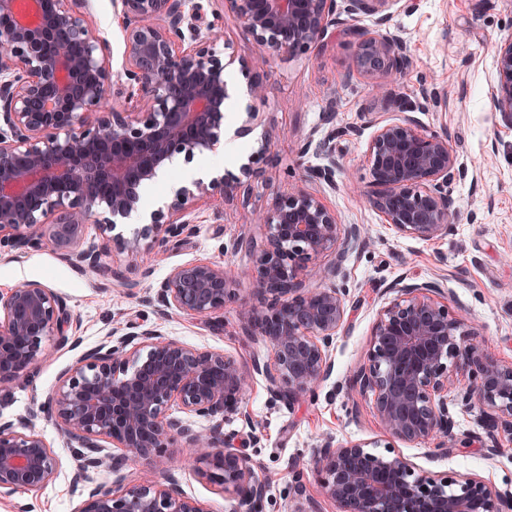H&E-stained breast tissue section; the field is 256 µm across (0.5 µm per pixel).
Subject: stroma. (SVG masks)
Wrapping results in <instances>:
<instances>
[{
	"label": "stroma",
	"mask_w": 512,
	"mask_h": 512,
	"mask_svg": "<svg viewBox=\"0 0 512 512\" xmlns=\"http://www.w3.org/2000/svg\"><path fill=\"white\" fill-rule=\"evenodd\" d=\"M88 8L109 41L113 70H120L124 30L114 0H88ZM389 27L406 40L409 51L397 93L421 87L448 91L447 105H429L418 118L426 130L446 135L449 147L467 167L466 176L453 185L459 217L451 231L434 241L399 235L365 201L370 189L367 148L373 134L367 115L373 112L390 119L397 109L373 98L368 78L356 73L353 35L330 34L317 54L273 57L260 73L238 62L228 69L233 76L228 88L241 102L224 115V140L231 148L214 158L212 174L242 177L244 191L230 201H199L190 215L195 234L159 248L146 266L117 253L104 254L103 263L122 270L120 283L91 269H74L48 249L19 250L14 256L0 257V293L24 280L41 282L65 299L82 341L78 348L56 351L29 386L12 389L1 399L0 417L26 419L61 373L75 365L84 350L110 336L117 323L155 318L158 282L172 267L188 262H219L240 274L236 300L225 307L222 328L202 317L176 315L162 320V329L189 346L223 351L245 366L257 357L270 358L272 350L263 337L243 333L236 310L238 303L254 298L246 274L265 246V229L252 223L251 216L270 208L276 194L287 193L294 185L319 197L342 223L363 226L365 241L345 264L353 311L348 333L337 339L332 351L331 378L315 395L290 407L271 402L263 377H254L247 395L253 424L233 416L224 421L225 433L234 435L236 445L251 457L258 477L268 487L263 512H303L311 499L318 502L320 512H338L337 504L323 497L312 469L324 440L390 442L372 396L350 399L334 394L333 389L344 384L363 360L378 312L392 299L390 287L397 279L437 283L450 308L468 311L485 349L497 359L512 360V124L496 111L490 97L496 81V48L512 36V0H398ZM256 80L266 88L259 103L249 94ZM331 100L336 111L327 124L323 111ZM252 104L261 112L262 122L249 135L236 137ZM331 127L357 130L356 135L336 140L342 167L333 189L313 175L323 163L320 135ZM264 138L270 142L266 161L251 177H243L242 165ZM306 139L311 147L303 155L299 148ZM237 235L245 238V246L224 251V243ZM481 414L476 405L457 412L461 443L450 453L400 441L395 447L427 474L479 477L497 487L512 488V435L499 434L497 453H489ZM37 427L62 466L42 489L0 500V512H75L82 497L70 482L74 451L51 424L41 421ZM295 459L304 467L301 496L295 494L288 471ZM164 463L178 466L187 496L210 512H228L229 501L217 486L198 477L182 448H169Z\"/></svg>",
	"instance_id": "35a3bbf8"
}]
</instances>
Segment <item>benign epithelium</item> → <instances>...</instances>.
Here are the masks:
<instances>
[{"instance_id": "obj_1", "label": "benign epithelium", "mask_w": 512, "mask_h": 512, "mask_svg": "<svg viewBox=\"0 0 512 512\" xmlns=\"http://www.w3.org/2000/svg\"><path fill=\"white\" fill-rule=\"evenodd\" d=\"M88 0H0V253L49 248L67 264L99 269L102 253L143 260L155 248L194 232L187 216L204 198L230 200L241 181L215 178L180 186L150 222L129 237L116 225L143 212L140 188L171 172L177 156L189 161L214 153L224 128L226 68L234 62L260 70L270 57L319 52L329 30L356 36L354 62L372 79L373 95L393 92L409 62L406 41L387 24L399 0H117L125 31V63L112 72L110 48L96 34ZM252 37L256 51L239 60L224 42V11ZM360 14L375 28L353 25ZM491 97L512 124V37L496 50ZM400 103L394 119L373 118L368 162L374 191L369 203L402 236L434 241L457 217L453 183L465 168L448 138L423 130L414 113L420 99ZM326 164L319 178L336 187V130L323 138ZM260 141L242 167L266 160ZM252 223L266 229V244L248 279L258 303L238 306L247 334L263 337L273 356L244 368L217 351H201L164 334L143 318L127 332L86 350L18 425L0 419V499L49 484L60 463L33 420L54 425L75 449L72 483L84 499L77 512H207L184 494L172 470L158 472L164 449L179 442L199 477L219 486L230 512H262L265 484L224 419L252 420L250 380L265 377L275 400L293 402L333 373L331 348L347 322L348 255L362 243L356 224H342L317 196L300 187L276 197ZM95 226L102 243L86 241ZM329 254L327 264L318 258ZM332 281L307 288L305 280ZM237 277L220 264L191 262L171 268L157 301L168 310L221 325L235 299ZM384 305L365 360L345 394L370 393L394 441L457 447L454 414L486 408L490 443L512 433V362L486 353L469 317L439 300L432 282L399 280ZM66 302L37 281L0 294V394L28 383L57 350L80 345ZM206 419V428L190 418ZM124 449L143 468L125 482L122 461L104 443ZM333 444L314 459L324 497L339 512H512V490L477 478H436L417 470L386 445ZM108 471L109 482L96 474Z\"/></svg>"}]
</instances>
